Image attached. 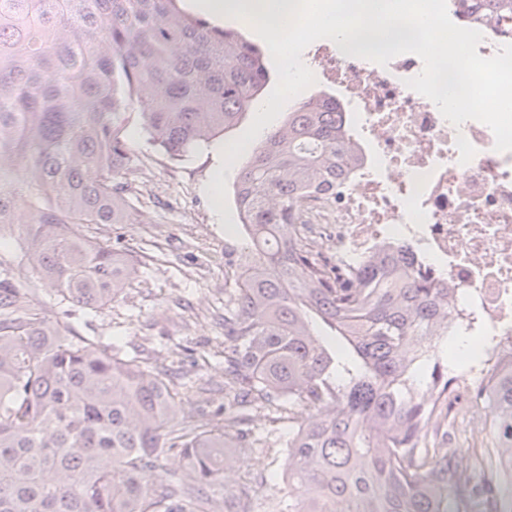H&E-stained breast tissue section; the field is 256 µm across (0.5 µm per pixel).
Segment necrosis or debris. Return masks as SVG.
I'll return each mask as SVG.
<instances>
[{
    "instance_id": "necrosis-or-debris-1",
    "label": "necrosis or debris",
    "mask_w": 512,
    "mask_h": 512,
    "mask_svg": "<svg viewBox=\"0 0 512 512\" xmlns=\"http://www.w3.org/2000/svg\"><path fill=\"white\" fill-rule=\"evenodd\" d=\"M317 86L333 90L356 161L336 197L310 200L299 221L353 255L407 241L452 287L450 305L465 334L495 337L474 388L512 357V152L494 148L491 129L446 121L408 88L423 63L396 56L387 65L319 43L303 57Z\"/></svg>"
}]
</instances>
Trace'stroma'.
Segmentation results:
<instances>
[{
    "mask_svg": "<svg viewBox=\"0 0 512 512\" xmlns=\"http://www.w3.org/2000/svg\"><path fill=\"white\" fill-rule=\"evenodd\" d=\"M129 130L141 172L134 193L140 221L104 225L102 235L117 251L135 250L137 272L114 301L77 310L71 322L79 335L171 369L175 385L209 389L216 407L224 400V282L250 258L240 219L235 206L216 209L207 191L219 163L207 148L173 159L137 125ZM453 374L447 445L477 449L482 474H490L495 449L475 428L487 409L471 404L466 367ZM287 434L280 424L268 425L258 458L239 471L254 488V512H272L283 486Z\"/></svg>",
    "mask_w": 512,
    "mask_h": 512,
    "instance_id": "35a3bbf8",
    "label": "stroma"
}]
</instances>
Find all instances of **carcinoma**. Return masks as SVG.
I'll list each match as a JSON object with an SVG mask.
<instances>
[{
	"instance_id": "obj_1",
	"label": "carcinoma",
	"mask_w": 512,
	"mask_h": 512,
	"mask_svg": "<svg viewBox=\"0 0 512 512\" xmlns=\"http://www.w3.org/2000/svg\"><path fill=\"white\" fill-rule=\"evenodd\" d=\"M467 24L512 0H453ZM268 78L260 48L177 0H0V512H251L239 463L288 415L276 512H512V360L490 375L497 478L431 448L448 427L451 289L415 250L355 261L314 250L296 219L353 168L327 94L298 102L238 169L252 261L224 284L216 424L167 371L31 306L26 267L68 307L100 308L136 274L89 224H137L130 114L187 156L234 125ZM224 487V499L215 487Z\"/></svg>"
}]
</instances>
